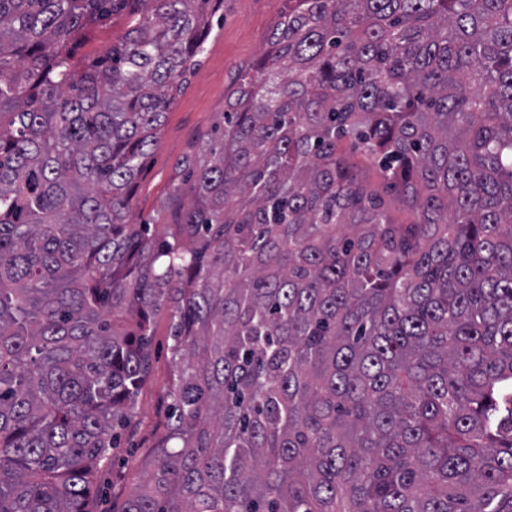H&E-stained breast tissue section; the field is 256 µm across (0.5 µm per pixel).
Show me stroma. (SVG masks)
I'll list each match as a JSON object with an SVG mask.
<instances>
[{
  "label": "stroma",
  "instance_id": "35a3bbf8",
  "mask_svg": "<svg viewBox=\"0 0 512 512\" xmlns=\"http://www.w3.org/2000/svg\"><path fill=\"white\" fill-rule=\"evenodd\" d=\"M286 7V0H224L199 63L167 112L159 142L133 186L135 213L146 216L158 207L191 139L218 122L242 73L265 54L268 36ZM340 149L367 189L380 198L391 220L412 223L414 213L387 190L378 164L351 143H342ZM169 327L167 313L155 315L149 368L136 414L121 430L111 460L99 472L95 512H122L131 490L144 479L143 461L166 429L167 393L173 380Z\"/></svg>",
  "mask_w": 512,
  "mask_h": 512
}]
</instances>
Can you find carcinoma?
Masks as SVG:
<instances>
[{
  "label": "carcinoma",
  "mask_w": 512,
  "mask_h": 512,
  "mask_svg": "<svg viewBox=\"0 0 512 512\" xmlns=\"http://www.w3.org/2000/svg\"><path fill=\"white\" fill-rule=\"evenodd\" d=\"M217 1L0 0V512H90L160 310L122 512H512V0H288L137 219ZM124 31L123 21L113 18L97 27L88 34V39L79 47L78 53L93 54L96 51L104 49L108 44L118 39ZM340 150L348 156L367 189L380 198L383 208L395 224H410L415 220L414 213L386 189L382 171L371 157L349 142H343ZM169 316L159 312L153 320L149 368L137 397L132 422L120 430L112 459L100 470L94 510L120 512L131 490L143 482V461L166 429L167 393L173 380L170 360Z\"/></svg>",
  "instance_id": "1"
}]
</instances>
